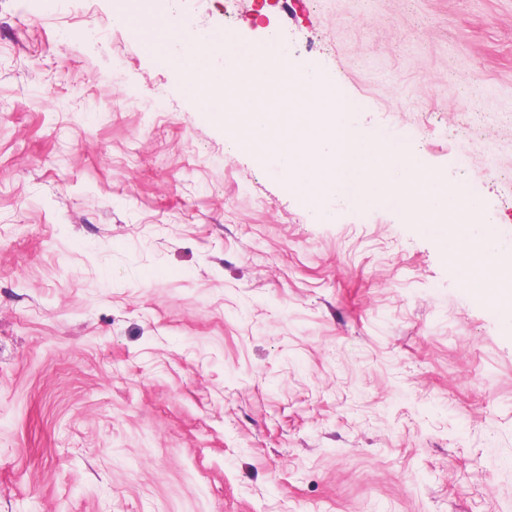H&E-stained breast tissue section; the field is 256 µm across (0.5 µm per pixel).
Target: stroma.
Segmentation results:
<instances>
[{
    "mask_svg": "<svg viewBox=\"0 0 512 512\" xmlns=\"http://www.w3.org/2000/svg\"><path fill=\"white\" fill-rule=\"evenodd\" d=\"M160 7L280 33L512 241V0H0V512H512L498 313L234 146Z\"/></svg>",
    "mask_w": 512,
    "mask_h": 512,
    "instance_id": "1",
    "label": "stroma"
}]
</instances>
